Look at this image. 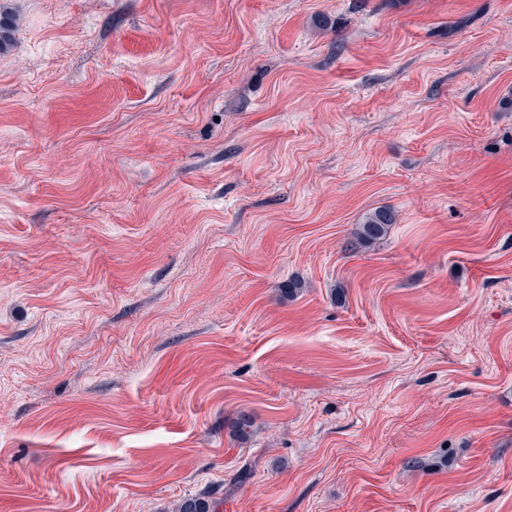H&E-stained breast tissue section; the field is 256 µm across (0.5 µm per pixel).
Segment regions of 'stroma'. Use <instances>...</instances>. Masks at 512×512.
Listing matches in <instances>:
<instances>
[{
    "label": "stroma",
    "instance_id": "1",
    "mask_svg": "<svg viewBox=\"0 0 512 512\" xmlns=\"http://www.w3.org/2000/svg\"><path fill=\"white\" fill-rule=\"evenodd\" d=\"M0 6V512H512V0ZM395 223V215L389 209H376L369 212L359 224L357 238L360 241L376 240L385 236L391 224ZM215 493L204 491L194 496L180 499L172 512H217L224 505L223 498L214 497Z\"/></svg>",
    "mask_w": 512,
    "mask_h": 512
}]
</instances>
